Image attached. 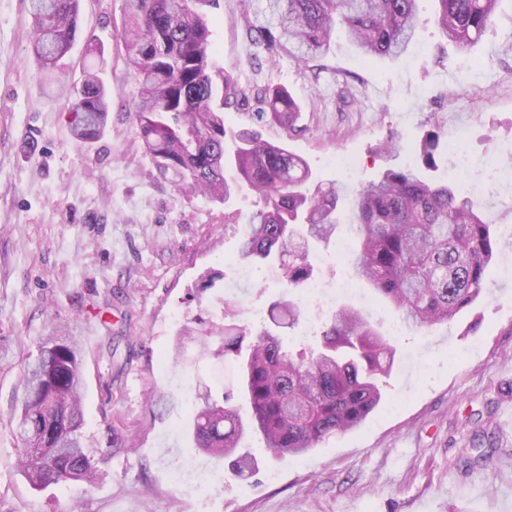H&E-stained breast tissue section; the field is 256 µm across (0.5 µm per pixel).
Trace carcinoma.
<instances>
[{"label": "carcinoma", "mask_w": 512, "mask_h": 512, "mask_svg": "<svg viewBox=\"0 0 512 512\" xmlns=\"http://www.w3.org/2000/svg\"><path fill=\"white\" fill-rule=\"evenodd\" d=\"M215 0H124L120 37L129 76L139 87L132 119L159 172L186 194L225 205L245 188L261 202L241 227L239 258L276 263L286 288L268 319L252 331L233 321L205 330L219 336L201 353L239 365L237 391L217 399L196 393L187 435L197 453L228 462L246 480L259 464L243 443L253 437L273 458L299 456L323 439L360 426L382 399L396 348L359 310L342 306L298 351L283 343V320L294 326L301 306L292 293L311 281L310 247L340 224L339 190L315 183L304 158L249 128L226 122L231 98L248 100L234 76L217 68L208 20L198 10ZM420 0H244L246 36L255 45L302 61L320 57L343 28L368 59H396L411 44ZM435 22L464 51L496 19L500 0H434ZM80 0H31V48L38 64L57 66L73 49ZM70 121L79 141L95 140L109 102L97 74L83 71L73 87ZM260 122L293 131L300 107L284 87L257 91ZM447 144L439 123L427 130L412 167L387 168L358 189L350 267L358 281L388 301L410 328L452 320L476 302L497 253V241L472 201L435 177ZM14 434L21 475L34 490L104 476L116 443L95 457L83 434L84 362L72 332L42 337L20 363Z\"/></svg>", "instance_id": "carcinoma-1"}]
</instances>
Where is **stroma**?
I'll list each match as a JSON object with an SVG mask.
<instances>
[{
    "mask_svg": "<svg viewBox=\"0 0 512 512\" xmlns=\"http://www.w3.org/2000/svg\"><path fill=\"white\" fill-rule=\"evenodd\" d=\"M123 0H82L78 41L45 75L31 51L29 0H0V353L20 360L56 327L75 330L84 356V432L95 453L106 427L130 452L109 458L88 490L71 484L32 491L16 469L12 414L17 372L0 370V512H512V187L489 185L486 162L512 172V0L468 51L449 46L433 0L406 54L368 60L343 33L325 55L302 63L251 44L242 0L205 12L213 60L239 85L286 87L301 108L300 133L262 126L264 138L302 155L322 182L343 190L389 166L416 161L431 123L445 140L467 129L473 170L449 177L491 224L500 243L484 295L451 321L395 335L399 314L358 281H345L350 239L338 226L318 248L324 291L298 324L297 347L345 304L363 311L397 350L383 399L367 420L307 454L258 452L250 480L194 453L186 427L196 389L236 388L237 366L202 359L194 343L173 358L176 336L200 318L252 328L281 294L277 268L238 261L239 230L223 204L184 197L155 167L130 112L138 87L118 34ZM97 72L111 103L93 142L68 126V86ZM352 95L340 104V87ZM395 142L397 150L384 154ZM352 155L346 173L338 156ZM210 287H203V280ZM190 462L209 479L190 495L170 480Z\"/></svg>",
    "mask_w": 512,
    "mask_h": 512,
    "instance_id": "stroma-1",
    "label": "stroma"
}]
</instances>
